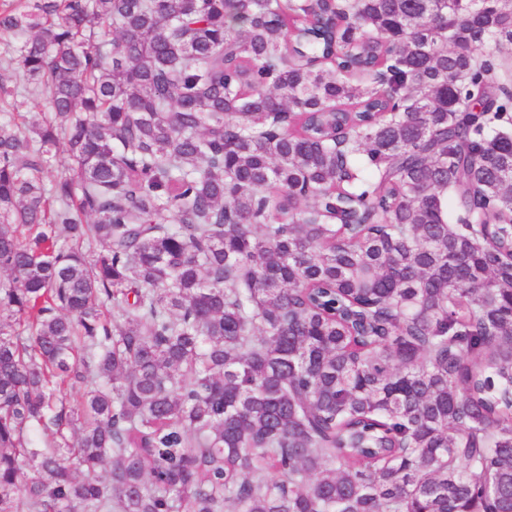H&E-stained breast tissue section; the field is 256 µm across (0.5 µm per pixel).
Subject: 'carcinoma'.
I'll use <instances>...</instances> for the list:
<instances>
[{
	"label": "carcinoma",
	"instance_id": "carcinoma-1",
	"mask_svg": "<svg viewBox=\"0 0 512 512\" xmlns=\"http://www.w3.org/2000/svg\"><path fill=\"white\" fill-rule=\"evenodd\" d=\"M4 33L0 512H512V0Z\"/></svg>",
	"mask_w": 512,
	"mask_h": 512
}]
</instances>
